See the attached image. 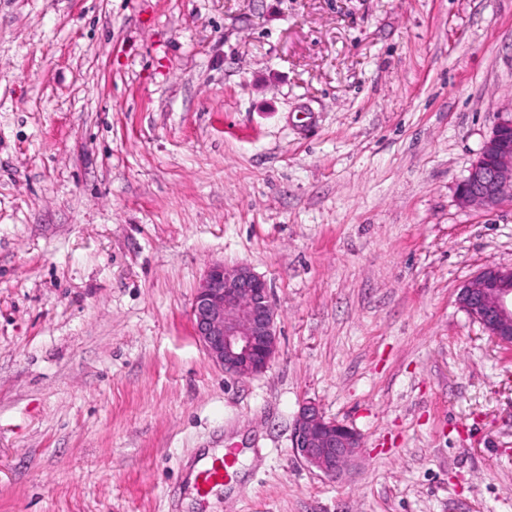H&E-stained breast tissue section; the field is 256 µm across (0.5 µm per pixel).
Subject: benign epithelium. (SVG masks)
<instances>
[{
  "instance_id": "7a95c632",
  "label": "benign epithelium",
  "mask_w": 512,
  "mask_h": 512,
  "mask_svg": "<svg viewBox=\"0 0 512 512\" xmlns=\"http://www.w3.org/2000/svg\"><path fill=\"white\" fill-rule=\"evenodd\" d=\"M464 206L495 210L512 202V113L499 118L468 175L457 187ZM463 310L497 344L512 347V266L488 264L458 292ZM195 336L213 364L233 377L264 373L278 352L277 313L267 280L244 264H211L191 306ZM362 437L303 404L292 431L295 456L336 479L357 459Z\"/></svg>"
}]
</instances>
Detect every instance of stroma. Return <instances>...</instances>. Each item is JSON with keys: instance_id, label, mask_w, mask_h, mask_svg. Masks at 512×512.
Listing matches in <instances>:
<instances>
[{"instance_id": "obj_1", "label": "stroma", "mask_w": 512, "mask_h": 512, "mask_svg": "<svg viewBox=\"0 0 512 512\" xmlns=\"http://www.w3.org/2000/svg\"><path fill=\"white\" fill-rule=\"evenodd\" d=\"M509 110L512 0H0V512H512V348L456 300L512 265L456 194ZM216 262L272 288L260 375L193 334ZM362 437L336 419L326 418L315 403L303 404L292 431L295 456L324 476L336 479L357 459ZM236 458L231 450L223 457L213 459L210 464L199 470L195 480V491L200 498H205L216 485H224L225 479L234 473ZM214 492H221V486L213 488Z\"/></svg>"}]
</instances>
